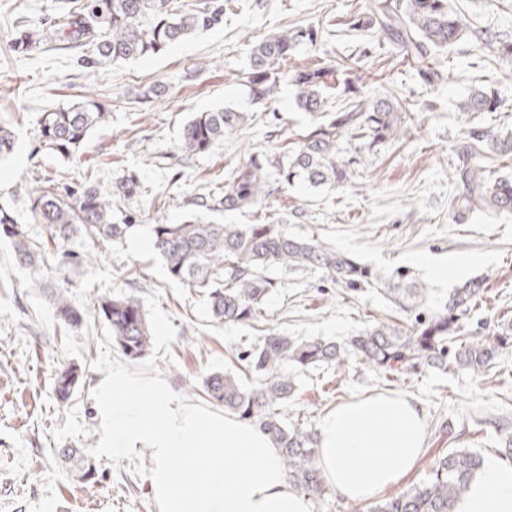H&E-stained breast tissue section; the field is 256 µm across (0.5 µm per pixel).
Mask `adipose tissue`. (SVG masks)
<instances>
[{"label": "adipose tissue", "instance_id": "1", "mask_svg": "<svg viewBox=\"0 0 512 512\" xmlns=\"http://www.w3.org/2000/svg\"><path fill=\"white\" fill-rule=\"evenodd\" d=\"M98 413L104 453L151 449L149 489L159 512H312L309 498L289 482L277 448L234 414L179 405L161 381L121 369L102 383ZM318 433L325 483L337 496L363 502L420 458L426 421L406 396L376 393L328 412ZM454 512H512V463L488 460Z\"/></svg>", "mask_w": 512, "mask_h": 512}]
</instances>
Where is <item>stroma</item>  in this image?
<instances>
[{"instance_id": "obj_1", "label": "stroma", "mask_w": 512, "mask_h": 512, "mask_svg": "<svg viewBox=\"0 0 512 512\" xmlns=\"http://www.w3.org/2000/svg\"><path fill=\"white\" fill-rule=\"evenodd\" d=\"M73 0H0V122L12 124L16 145L0 159V206L33 234L29 193L39 178L72 184L94 173L106 186L124 173L140 180L141 197L112 205L114 222L156 208L168 223L196 210L199 197L250 153L276 156L298 141L312 124L296 103V89L281 82L272 102L252 101L247 86L248 47L277 31L321 25L315 44L301 46L299 62L345 64L368 54L373 72L366 95L396 97L411 119L398 140L366 157L350 183L314 190L296 184L243 212L217 213L227 224H286L290 235L317 237L372 269L406 271L428 288L423 315L439 310L450 291L479 277L486 288L464 321L468 335H491L512 318V214H455L462 185L450 174L460 160L452 146L468 123L498 133L512 132V66L475 52L468 42L451 48L444 67L449 77L433 90L411 77L393 46L373 30H352L350 21L368 11L371 0H243L240 16L201 29L153 56L83 62L91 47L22 54L10 46L17 22L46 28ZM475 24L512 38V0H448ZM159 94L149 100L148 88ZM497 88L503 102L495 112L469 115L456 104L476 88ZM93 94L105 105V119L92 129L79 155L66 159L35 151L40 112L67 107ZM232 107L251 116L208 153H181L185 123L198 112ZM150 222L138 219L122 243L104 245L100 258L71 270V300L87 311L81 328L58 322L43 270L17 265L9 239L0 238V512H158L148 476L149 449L115 459L99 448L95 411L98 387L121 368L137 378L165 382L178 403L206 407L200 389L207 375L232 369L231 356L259 341L267 330L296 339L345 341L371 320L410 324L414 316L395 309L373 289L350 291L319 269L272 268L274 287L260 320L217 323L205 295L172 281L154 247L135 240L151 236ZM469 260L467 271L440 283L431 264ZM126 292L143 303L151 326L147 356L129 362L90 308L94 298ZM80 367L79 389L65 403L53 392L59 368ZM299 397L288 404L292 422L317 428L325 413L352 397L397 393L414 400L427 420L424 453L393 486V496L427 476L438 450L456 445L499 456L512 440V348L498 358L489 379L464 371L425 369L387 376L353 356L298 377ZM450 427L451 435L441 434ZM85 446L99 481L78 480L57 449Z\"/></svg>"}]
</instances>
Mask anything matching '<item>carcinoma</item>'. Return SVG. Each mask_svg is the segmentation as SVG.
<instances>
[{"mask_svg": "<svg viewBox=\"0 0 512 512\" xmlns=\"http://www.w3.org/2000/svg\"><path fill=\"white\" fill-rule=\"evenodd\" d=\"M172 0H85L74 11L60 17L52 29L35 36L18 30L11 46L20 53L70 50L94 46L92 63L116 62L159 54L192 33L207 29L224 16V4L210 3L190 12H176ZM351 26L374 28L392 43L402 60L427 86L435 88L446 77L436 57L469 38L478 49L491 51L512 66V39L490 30H477L466 16L448 9V0H373L367 19ZM318 29L297 27L269 35L250 50L248 80L252 100H273L280 82L296 88L299 108L314 115L299 145L278 157L253 155L224 177L216 198L218 207L238 212L262 205L273 193L270 179L288 187L299 180L311 188L334 189L350 182L362 158L378 146L396 139L410 120L402 104L392 98L366 99L362 60L356 58L341 69L321 63L287 68L297 47L314 42ZM342 98V107L327 111L328 102ZM500 93L473 89L458 103L461 112H495ZM105 117V107L86 97L68 107L39 113L37 150H49L71 158L88 133ZM250 119L249 113L224 107L195 113L184 125L180 147L188 155L204 154L227 134L236 132ZM361 141L362 156L341 155L346 137ZM15 149L11 124L0 122V157ZM454 150L462 160L455 169L464 193L457 199L463 211L512 212V176L492 174L489 162L512 155V133L504 136L480 125L466 127ZM140 193L136 175L127 173L108 189L90 177L76 187L52 179L30 191L34 223L48 234L47 240L62 251V265H78L80 256L67 251L76 236L93 248L121 241L131 228L112 222V199H131ZM10 240L16 260L24 266L47 264L40 243L19 224L12 212L0 207V237ZM153 245L170 278L187 288L207 294L210 313L220 323H248L259 317L273 282L265 272L271 267L317 268L336 276L351 291L361 286L385 294L400 310L420 308L427 289L404 273L387 275L357 262L328 243L315 238H296L283 224H221L194 214L179 224L153 217ZM482 283L469 281L448 294L433 315H416L408 327L377 322L366 326L346 342L294 339L273 329L248 350L238 351L242 374L214 372L203 381L202 397L235 413L265 434L279 449L280 460L294 489L319 498L327 494L320 467L318 434L287 418L288 402L298 390L297 371L328 365L349 352L379 372L408 371L420 365L441 370L450 367L484 377L495 364L500 350L512 344V320L497 325L496 338H460L459 320L478 296ZM50 299L59 323L77 327L83 310L68 296L67 288L55 285ZM113 345L124 357L137 362L145 357L151 342L150 328L140 298L133 294L101 296L97 299ZM82 377L75 365L56 372V399H70ZM58 456L80 470L86 484L96 483V467L80 448H60ZM484 468L481 453L450 448L433 463L429 475L406 490L386 498L370 512H453L455 502Z\"/></svg>", "mask_w": 512, "mask_h": 512, "instance_id": "cac0c4a2", "label": "carcinoma"}]
</instances>
